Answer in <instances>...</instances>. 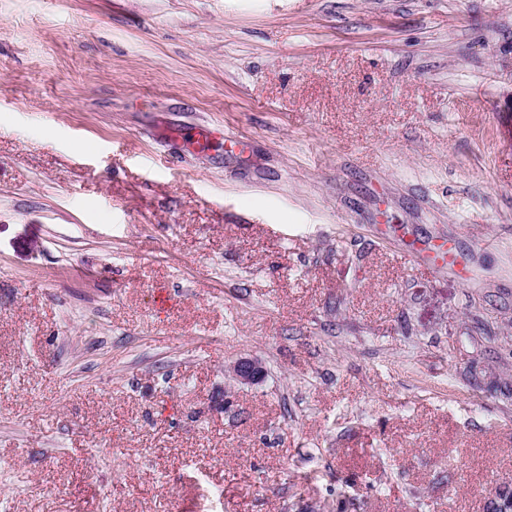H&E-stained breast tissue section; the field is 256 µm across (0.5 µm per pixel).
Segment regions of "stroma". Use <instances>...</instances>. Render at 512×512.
Returning <instances> with one entry per match:
<instances>
[{
    "label": "stroma",
    "instance_id": "1",
    "mask_svg": "<svg viewBox=\"0 0 512 512\" xmlns=\"http://www.w3.org/2000/svg\"><path fill=\"white\" fill-rule=\"evenodd\" d=\"M510 485L512 0H0V512ZM184 139L195 153H206L211 150L219 132L210 126H198L190 132H184ZM415 251L423 252L424 258L429 265L448 264V266H457L458 272L462 278H467L468 269L458 261L457 253L453 246L436 247L434 249L413 248L407 251V255L414 254ZM230 372L231 378L240 384L258 383L264 375L261 364L257 360L247 357L238 359L233 364Z\"/></svg>",
    "mask_w": 512,
    "mask_h": 512
}]
</instances>
